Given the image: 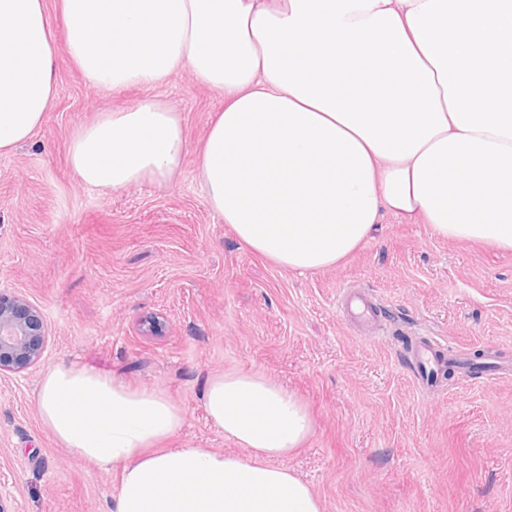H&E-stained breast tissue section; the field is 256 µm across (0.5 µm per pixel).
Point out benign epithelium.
<instances>
[{"label": "benign epithelium", "instance_id": "1", "mask_svg": "<svg viewBox=\"0 0 512 512\" xmlns=\"http://www.w3.org/2000/svg\"><path fill=\"white\" fill-rule=\"evenodd\" d=\"M48 329L42 311L12 288L0 287V372L40 363Z\"/></svg>", "mask_w": 512, "mask_h": 512}]
</instances>
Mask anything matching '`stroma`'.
<instances>
[{
	"label": "stroma",
	"instance_id": "35a3bbf8",
	"mask_svg": "<svg viewBox=\"0 0 512 512\" xmlns=\"http://www.w3.org/2000/svg\"><path fill=\"white\" fill-rule=\"evenodd\" d=\"M56 79L43 126L0 155V284L49 328L39 365L0 374L8 512H112L117 473L75 460L40 421V376L62 361L165 390L187 417L173 448L235 449L206 418L209 374L284 385L314 420L285 464L325 512H512V372L459 370L423 388L408 360L423 336L512 356V251L441 240L388 215L341 264L275 267L238 242L200 183L198 148L223 92L188 70L94 88L62 45ZM145 98L178 112L186 131L172 181L82 183L68 160L75 131ZM346 289L370 294L376 336L342 309Z\"/></svg>",
	"mask_w": 512,
	"mask_h": 512
}]
</instances>
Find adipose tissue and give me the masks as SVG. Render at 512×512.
<instances>
[{
    "label": "adipose tissue",
    "mask_w": 512,
    "mask_h": 512,
    "mask_svg": "<svg viewBox=\"0 0 512 512\" xmlns=\"http://www.w3.org/2000/svg\"><path fill=\"white\" fill-rule=\"evenodd\" d=\"M87 83L123 90L190 69L223 90L200 149L211 209L276 266L350 256L384 215L437 238L512 250V0H59ZM44 0H0V155L30 140L56 97ZM179 115L144 99L69 144L85 184L170 179ZM208 421L233 453L170 448L184 409L75 363L41 375L44 427L78 460L119 473L112 512H324L284 460L307 406L256 372L210 375Z\"/></svg>",
    "instance_id": "ef3b65f1"
}]
</instances>
